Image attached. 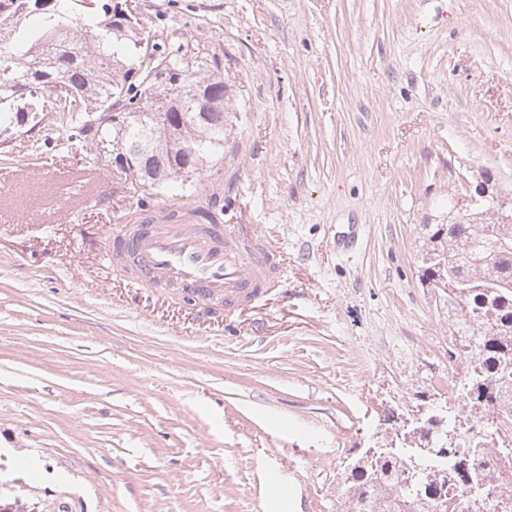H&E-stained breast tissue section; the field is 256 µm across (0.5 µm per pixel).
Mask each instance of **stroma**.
Instances as JSON below:
<instances>
[{
  "mask_svg": "<svg viewBox=\"0 0 512 512\" xmlns=\"http://www.w3.org/2000/svg\"><path fill=\"white\" fill-rule=\"evenodd\" d=\"M208 42L238 122L209 181L278 247L231 315L145 294L107 250L140 198L64 130L0 141V508L341 512L389 409L441 392L417 278L436 204L512 190V0H140Z\"/></svg>",
  "mask_w": 512,
  "mask_h": 512,
  "instance_id": "1",
  "label": "stroma"
}]
</instances>
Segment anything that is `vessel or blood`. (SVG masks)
I'll return each mask as SVG.
<instances>
[{"instance_id":"obj_1","label":"vessel or blood","mask_w":512,"mask_h":512,"mask_svg":"<svg viewBox=\"0 0 512 512\" xmlns=\"http://www.w3.org/2000/svg\"><path fill=\"white\" fill-rule=\"evenodd\" d=\"M148 220L140 236L120 230L110 248L113 260L132 258L134 284L179 287L206 316L265 294L276 249L246 227L202 232L192 204L159 208Z\"/></svg>"}]
</instances>
